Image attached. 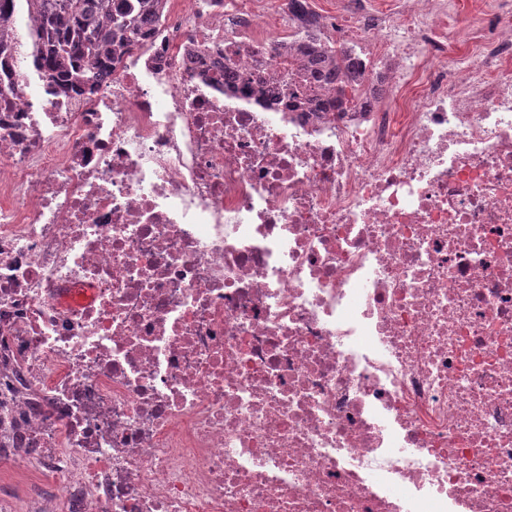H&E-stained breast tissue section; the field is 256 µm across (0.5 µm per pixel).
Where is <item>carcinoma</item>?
Listing matches in <instances>:
<instances>
[{
    "mask_svg": "<svg viewBox=\"0 0 512 512\" xmlns=\"http://www.w3.org/2000/svg\"><path fill=\"white\" fill-rule=\"evenodd\" d=\"M20 1L34 22L26 30L31 51L25 56L61 95L96 87L134 45L151 38L153 25L169 6V0H0V15L18 9ZM24 49L25 43L0 37V55L6 59ZM277 56L280 69L273 77L286 87L300 85L308 100L343 74L334 51L316 34L301 42L282 41ZM344 95L345 86L336 87V107H342Z\"/></svg>",
    "mask_w": 512,
    "mask_h": 512,
    "instance_id": "obj_1",
    "label": "carcinoma"
}]
</instances>
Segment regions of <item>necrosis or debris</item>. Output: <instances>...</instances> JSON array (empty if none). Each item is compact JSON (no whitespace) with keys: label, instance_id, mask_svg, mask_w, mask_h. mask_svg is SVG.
<instances>
[{"label":"necrosis or debris","instance_id":"necrosis-or-debris-1","mask_svg":"<svg viewBox=\"0 0 512 512\" xmlns=\"http://www.w3.org/2000/svg\"><path fill=\"white\" fill-rule=\"evenodd\" d=\"M172 4L0 98V457L40 512H512V0ZM325 27L338 112L271 78Z\"/></svg>","mask_w":512,"mask_h":512}]
</instances>
